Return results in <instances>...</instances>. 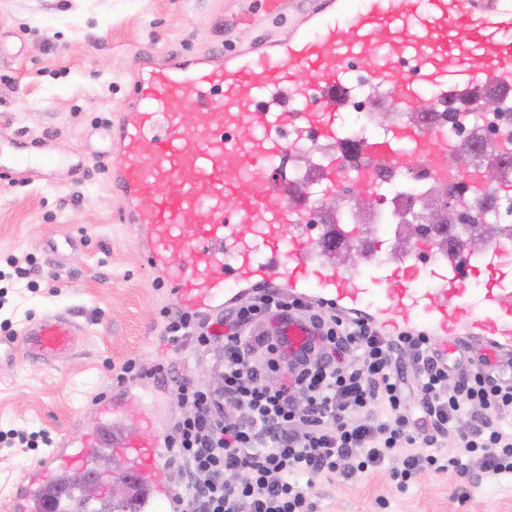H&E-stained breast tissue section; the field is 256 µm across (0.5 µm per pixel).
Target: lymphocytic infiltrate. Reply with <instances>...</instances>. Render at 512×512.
<instances>
[{"label":"lymphocytic infiltrate","instance_id":"obj_1","mask_svg":"<svg viewBox=\"0 0 512 512\" xmlns=\"http://www.w3.org/2000/svg\"><path fill=\"white\" fill-rule=\"evenodd\" d=\"M165 336L173 348L220 354L222 393L183 377L173 388L185 406L166 438V454L182 473L178 512H313V480L352 477L401 458L393 471L406 484L421 468L437 469L433 446L448 424L468 408L482 409L479 422L461 435L458 470L475 463L490 475L512 473V383L473 369L450 385L430 336L404 329L388 334L367 319H352L332 304L288 299L274 289L255 292L228 316L205 321L183 310H165ZM274 318L306 323L311 334L288 352L281 337L267 339L265 371L284 372L276 386L246 368L245 332ZM418 361L424 420L406 412L395 351Z\"/></svg>","mask_w":512,"mask_h":512}]
</instances>
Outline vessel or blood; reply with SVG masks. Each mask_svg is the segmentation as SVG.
Wrapping results in <instances>:
<instances>
[{
  "mask_svg": "<svg viewBox=\"0 0 512 512\" xmlns=\"http://www.w3.org/2000/svg\"><path fill=\"white\" fill-rule=\"evenodd\" d=\"M233 6L213 11L209 51L136 57L131 93L103 127L92 156L59 155L46 140L0 139V179L27 183L62 166L79 180L88 161L102 164L120 154L122 164L110 172L118 220L148 230L144 258L182 309L223 308L230 281L247 288L281 281L354 306L377 298L379 314L393 327L421 312L437 335L456 336L465 327L511 345L512 308L502 304L511 280L470 291L476 266L465 256L449 260V275L424 291L381 287L326 267L319 240L303 230L312 201L283 193L277 167L310 140L338 146L317 166L323 191L348 183L361 193L374 190L381 174L400 175L416 163L428 166L436 182L457 181L437 127L407 120L382 139L364 130L344 138L336 114L351 99L357 72L406 112L417 110L422 88L439 111L451 96L479 87L511 94L512 0H233ZM270 12L293 16L287 38L256 46L225 36L229 21ZM475 55L481 67L470 65ZM192 108L195 121L184 122ZM148 183L153 191H145ZM243 224L251 225L250 234L240 232ZM187 252L195 261L178 263ZM80 334L68 317L54 315L30 323L17 341L32 360L50 363ZM93 411L98 422L76 447L54 450L25 471L12 512H72L84 497L83 482L63 489L51 473L66 465L92 475L90 455L101 448L123 457V476L137 488L125 512H174L176 494L160 465L164 433L153 426L142 435L114 430L115 407L105 398Z\"/></svg>",
  "mask_w": 512,
  "mask_h": 512,
  "instance_id": "1",
  "label": "vessel or blood"
}]
</instances>
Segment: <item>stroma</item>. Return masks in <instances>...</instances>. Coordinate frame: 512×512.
Returning <instances> with one entry per match:
<instances>
[{"mask_svg":"<svg viewBox=\"0 0 512 512\" xmlns=\"http://www.w3.org/2000/svg\"><path fill=\"white\" fill-rule=\"evenodd\" d=\"M214 0H0V132L49 138L63 152L90 151L96 130L112 120L129 94L136 55H163L204 47ZM119 200L106 167L90 166L73 183L0 181V287L8 302L0 316L14 330L53 313L69 316L83 331L71 353L52 364L31 360L22 347L0 352V429L45 432L53 447L79 436L94 422L90 403L99 394L120 395L114 369L131 357L144 367L168 364L177 375L221 387L212 355L173 349L163 336L161 311L168 292L142 257L146 230L115 221ZM71 234L80 245L54 262L49 240ZM26 263L17 276L5 259ZM451 381L474 364L490 379L512 376V347L482 359L485 339L452 337ZM158 406L117 413L113 428L140 432L146 421L171 429L185 408L170 382L143 378ZM43 450L0 447V512L25 470ZM314 512H512V475H486L471 467L420 471L406 486L390 466L351 478H317Z\"/></svg>","mask_w":512,"mask_h":512,"instance_id":"obj_1","label":"stroma"}]
</instances>
